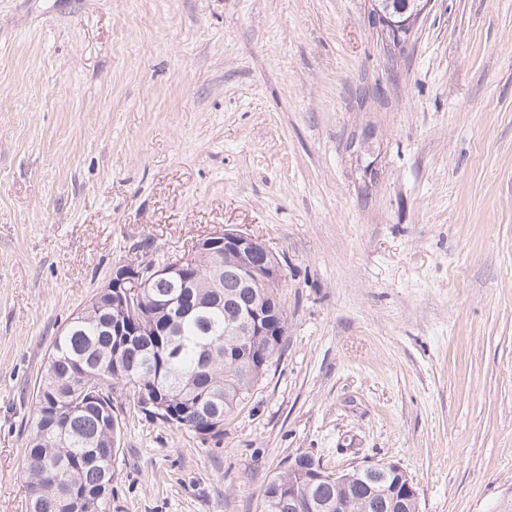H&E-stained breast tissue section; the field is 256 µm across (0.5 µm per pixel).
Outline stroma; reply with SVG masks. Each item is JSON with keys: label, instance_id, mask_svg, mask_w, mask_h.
Segmentation results:
<instances>
[{"label": "stroma", "instance_id": "stroma-1", "mask_svg": "<svg viewBox=\"0 0 512 512\" xmlns=\"http://www.w3.org/2000/svg\"><path fill=\"white\" fill-rule=\"evenodd\" d=\"M369 8L0 0V512L61 328L228 226L282 262V353L222 437L126 414L111 512H260L299 452L512 504V0H428L401 53Z\"/></svg>", "mask_w": 512, "mask_h": 512}]
</instances>
